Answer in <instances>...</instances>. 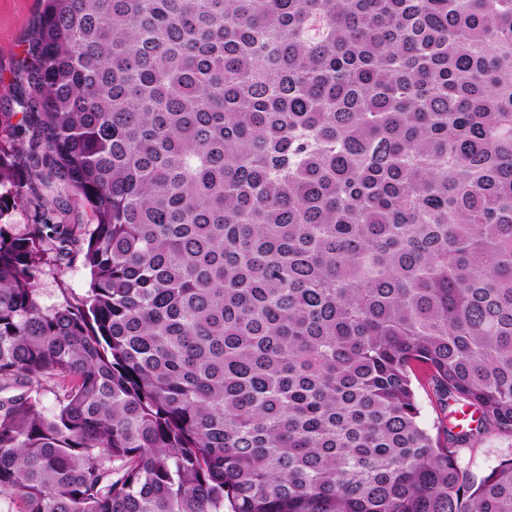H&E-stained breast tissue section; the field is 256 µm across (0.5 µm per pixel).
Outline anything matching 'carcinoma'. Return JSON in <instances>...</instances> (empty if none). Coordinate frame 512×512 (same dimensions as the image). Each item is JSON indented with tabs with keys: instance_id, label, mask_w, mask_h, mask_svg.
Returning a JSON list of instances; mask_svg holds the SVG:
<instances>
[{
	"instance_id": "1",
	"label": "carcinoma",
	"mask_w": 512,
	"mask_h": 512,
	"mask_svg": "<svg viewBox=\"0 0 512 512\" xmlns=\"http://www.w3.org/2000/svg\"><path fill=\"white\" fill-rule=\"evenodd\" d=\"M26 58L0 501L512 512V458L457 463L512 433V0H43ZM418 370L477 425L421 427ZM89 273L82 262V255L74 249L69 258L58 266L45 267L36 280L41 299L47 303L61 301V288H72L84 293L89 288ZM460 448L459 465L479 478L512 457V434L491 430Z\"/></svg>"
}]
</instances>
